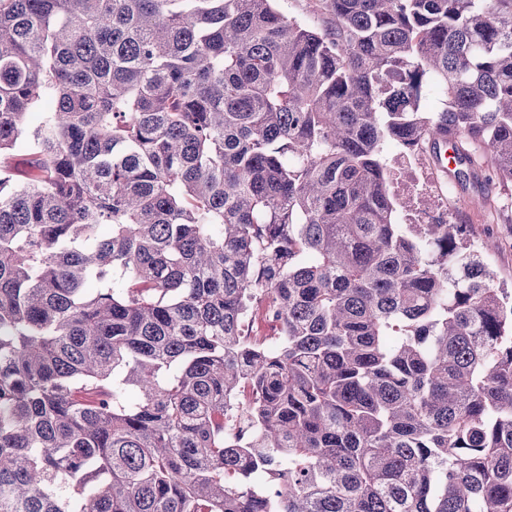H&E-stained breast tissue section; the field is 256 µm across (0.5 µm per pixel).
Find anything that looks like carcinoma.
I'll use <instances>...</instances> for the list:
<instances>
[{
	"label": "carcinoma",
	"instance_id": "carcinoma-1",
	"mask_svg": "<svg viewBox=\"0 0 512 512\" xmlns=\"http://www.w3.org/2000/svg\"><path fill=\"white\" fill-rule=\"evenodd\" d=\"M275 2L0 0V512H512V0ZM390 192L397 203L400 224H448V212L454 199V224H467L476 246H481L489 232L501 236L497 249L488 252L487 259L495 270L500 284L512 289V248L505 249V241L512 244V185L510 188H492L489 193L495 209L468 197L458 198L443 182L436 167L418 149L399 151L389 163ZM267 302L256 308L243 323L246 338L268 348L276 347L281 341V323L268 312Z\"/></svg>",
	"mask_w": 512,
	"mask_h": 512
}]
</instances>
